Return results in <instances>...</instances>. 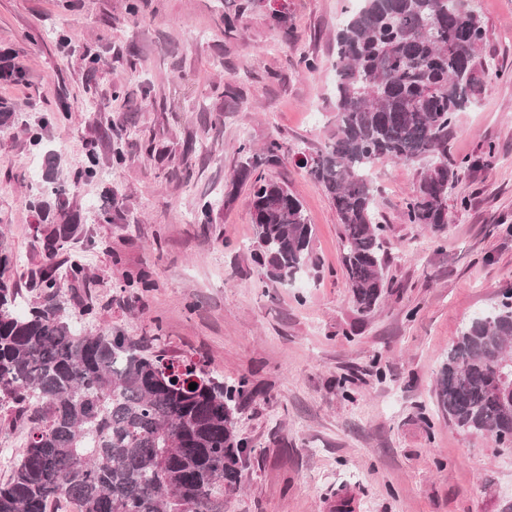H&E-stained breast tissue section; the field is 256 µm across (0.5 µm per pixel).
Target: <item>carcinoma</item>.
<instances>
[{"label": "carcinoma", "mask_w": 512, "mask_h": 512, "mask_svg": "<svg viewBox=\"0 0 512 512\" xmlns=\"http://www.w3.org/2000/svg\"><path fill=\"white\" fill-rule=\"evenodd\" d=\"M488 29L478 0H363L336 34L335 132L304 161L329 194L340 226L343 266L354 303L370 313L384 289L386 225L376 217L370 170L381 160H429L404 219L438 233L448 223V162L456 114L477 104L501 73L486 66ZM52 116L27 129L43 141ZM272 140L247 149V166L278 157ZM254 261L287 283L312 262L313 225L283 184L253 187ZM84 220L63 210L39 224L43 300L22 308L11 281L13 254L0 240V410L32 423L7 481L0 512H47L60 496L77 512H224L237 487L246 443L235 419L246 381L227 386L189 360L165 359L122 333L92 332L69 310L53 263ZM512 373V302L466 323L435 388L437 406L457 428L512 446V391L494 385ZM196 383L194 390L190 383Z\"/></svg>", "instance_id": "obj_1"}]
</instances>
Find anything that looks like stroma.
<instances>
[{
	"mask_svg": "<svg viewBox=\"0 0 512 512\" xmlns=\"http://www.w3.org/2000/svg\"><path fill=\"white\" fill-rule=\"evenodd\" d=\"M355 2L286 0L278 24L268 0H141L134 17L127 0H0V55L27 72L0 82V100L16 107L0 134L11 274L36 298L43 253L27 198L54 169L67 194L48 196L51 208L94 214L56 257L88 260L89 283L62 292L92 308L90 329L163 337L168 355L254 392L236 421L250 449L224 512H338L346 497L355 512H503L512 449L449 423L434 388L462 327L512 292V235L501 230L512 224V0H479L486 56L505 77L457 114L448 138L456 162L495 147L488 165L460 171L467 208L449 206L443 231L430 233L403 217L421 165L371 170L387 264L370 314L346 283L336 211L300 164L335 129L336 30ZM87 53L100 59L95 71ZM49 112L39 154L26 129ZM272 140L280 160L240 179L243 146ZM92 153L101 172L88 179ZM260 176L285 183L314 227L315 264L292 284L251 259Z\"/></svg>",
	"mask_w": 512,
	"mask_h": 512,
	"instance_id": "stroma-1",
	"label": "stroma"
}]
</instances>
